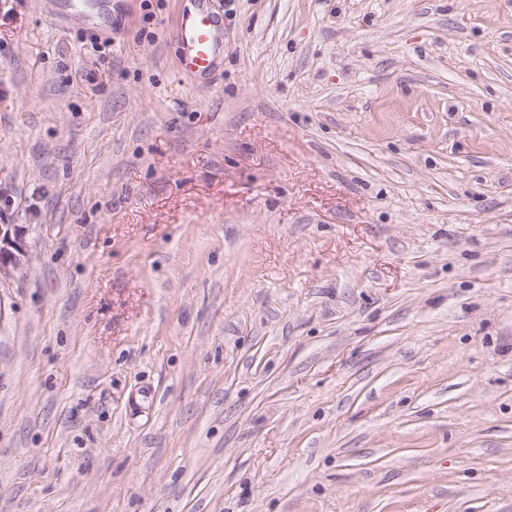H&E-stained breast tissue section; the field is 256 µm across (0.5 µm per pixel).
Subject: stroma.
I'll list each match as a JSON object with an SVG mask.
<instances>
[{
  "label": "stroma",
  "mask_w": 512,
  "mask_h": 512,
  "mask_svg": "<svg viewBox=\"0 0 512 512\" xmlns=\"http://www.w3.org/2000/svg\"><path fill=\"white\" fill-rule=\"evenodd\" d=\"M0 0V512H512V0ZM70 5L75 10L80 12H87L90 20L96 25H109L112 22V0H100V3L96 6L95 10L85 9L80 0H69ZM93 10V11H92ZM193 9H186L176 30L181 44L179 70L191 73H206L213 66L220 51L217 32L219 21L200 3L193 2ZM18 224H0V285L10 275L11 269L21 263L25 252L21 245Z\"/></svg>",
  "instance_id": "35a3bbf8"
}]
</instances>
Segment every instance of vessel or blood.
I'll use <instances>...</instances> for the list:
<instances>
[{
    "instance_id": "b4317fda",
    "label": "vessel or blood",
    "mask_w": 512,
    "mask_h": 512,
    "mask_svg": "<svg viewBox=\"0 0 512 512\" xmlns=\"http://www.w3.org/2000/svg\"><path fill=\"white\" fill-rule=\"evenodd\" d=\"M219 21L201 5L185 10L176 30L181 44L179 69L183 72L206 73L213 66L220 51Z\"/></svg>"
}]
</instances>
